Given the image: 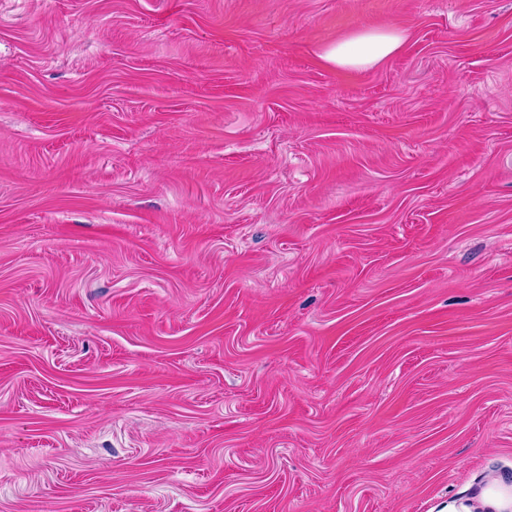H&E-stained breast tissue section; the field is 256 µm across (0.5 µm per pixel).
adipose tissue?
Instances as JSON below:
<instances>
[{"label":"adipose tissue","mask_w":512,"mask_h":512,"mask_svg":"<svg viewBox=\"0 0 512 512\" xmlns=\"http://www.w3.org/2000/svg\"><path fill=\"white\" fill-rule=\"evenodd\" d=\"M406 31L395 27L362 26L349 36L325 46L321 59L345 70H367L400 53ZM444 512H512V473L487 467L481 478L471 480Z\"/></svg>","instance_id":"ef3b65f1"}]
</instances>
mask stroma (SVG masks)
Segmentation results:
<instances>
[{"label": "stroma", "instance_id": "35a3bbf8", "mask_svg": "<svg viewBox=\"0 0 512 512\" xmlns=\"http://www.w3.org/2000/svg\"><path fill=\"white\" fill-rule=\"evenodd\" d=\"M395 26L376 68L327 66ZM512 463V0H0V512H442ZM406 31L395 27L361 26L349 36L325 46L321 59L345 70H367L400 53L407 42Z\"/></svg>", "mask_w": 512, "mask_h": 512}]
</instances>
